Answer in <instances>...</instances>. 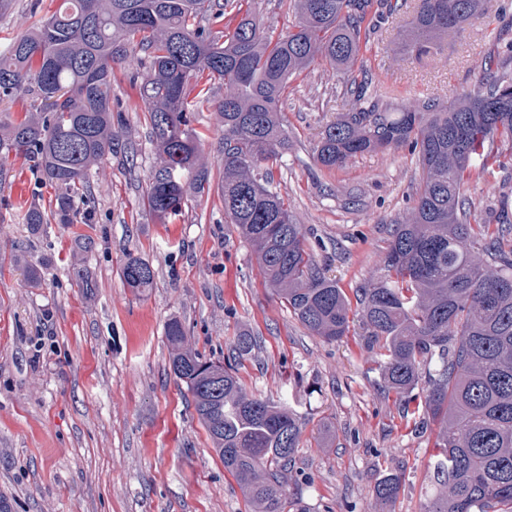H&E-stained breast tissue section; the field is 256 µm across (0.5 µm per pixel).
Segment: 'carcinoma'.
I'll use <instances>...</instances> for the list:
<instances>
[{
    "label": "carcinoma",
    "mask_w": 512,
    "mask_h": 512,
    "mask_svg": "<svg viewBox=\"0 0 512 512\" xmlns=\"http://www.w3.org/2000/svg\"><path fill=\"white\" fill-rule=\"evenodd\" d=\"M297 22L287 33L257 24L243 0H62L51 16L0 49V103L22 89L42 107L20 122L0 119V161L22 156L61 189L55 211L35 204L32 228L70 220L90 202L92 168L112 157V79L136 44L149 58L140 98L149 113L157 163L144 205L161 221L182 214L188 196L210 189L189 128L190 90L208 95L224 127V214L257 253L265 284L313 335L342 339L360 325L376 355L383 388L407 407L414 431L435 424V492L425 512H512L511 224L477 221L467 194L497 162L488 140L512 144V45L496 66L451 104L437 96L401 101L371 92L374 76L355 75L374 33L370 14L397 13L399 0H283ZM484 0H418L404 51L436 57L441 40L471 26ZM231 32L216 31L227 11ZM321 57L347 76L350 111L326 125L316 160L327 171L358 154L409 148L421 179L409 215L390 228L384 276L347 293L327 277L305 244L288 200L257 177L261 162L288 147L279 104L288 80ZM121 276L153 286L148 262L130 256ZM173 374L191 395L224 470L254 512H284L286 485L302 427L284 403L251 394L235 368L189 347L182 324L166 326ZM402 477L374 487L379 512H392Z\"/></svg>",
    "instance_id": "carcinoma-1"
}]
</instances>
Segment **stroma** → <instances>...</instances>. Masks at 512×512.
I'll use <instances>...</instances> for the list:
<instances>
[{
	"label": "stroma",
	"instance_id": "obj_1",
	"mask_svg": "<svg viewBox=\"0 0 512 512\" xmlns=\"http://www.w3.org/2000/svg\"><path fill=\"white\" fill-rule=\"evenodd\" d=\"M60 0H12L0 45L50 16ZM410 10L378 21L364 68L401 97L453 101L471 88L489 54L512 41V0H487L472 26L448 37L435 61L400 51ZM147 58L131 47L112 82L116 154L90 176L91 222L31 232L29 205L50 208L58 188L27 160L9 158L0 184V512H251L201 426L190 394L169 367L165 326L178 319L204 358L230 362L238 336L260 343L238 370L249 392L283 401L302 425L287 493L304 512H377V479L402 475L393 512H423L431 497L434 430L409 434L385 393L359 332L329 342L311 335L265 288L251 246L228 224L217 191L223 128L213 102L194 100L191 128L209 194L163 222L142 197L156 152L138 87ZM344 75L316 61L288 82V148L264 162L318 266L344 289L384 273L391 224L412 206L420 175L409 149L365 153L326 171L315 158L321 131L350 111ZM469 194L486 223L512 222V146ZM154 269L152 288L129 287L128 256Z\"/></svg>",
	"mask_w": 512,
	"mask_h": 512
}]
</instances>
